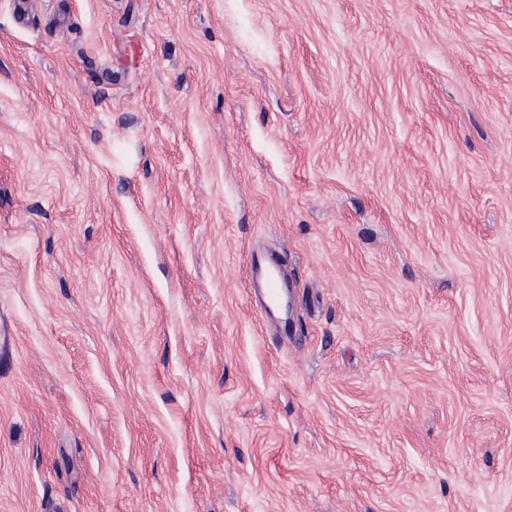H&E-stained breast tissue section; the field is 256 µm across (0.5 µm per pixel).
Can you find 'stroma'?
<instances>
[{"mask_svg":"<svg viewBox=\"0 0 512 512\" xmlns=\"http://www.w3.org/2000/svg\"><path fill=\"white\" fill-rule=\"evenodd\" d=\"M15 3L0 512H512V0ZM262 268V260L258 255L253 254L252 257V288L260 290L262 302L258 306L261 313L268 316V310L276 306L280 294V282L275 270H265L263 277L258 279L254 274Z\"/></svg>","mask_w":512,"mask_h":512,"instance_id":"stroma-1","label":"stroma"}]
</instances>
